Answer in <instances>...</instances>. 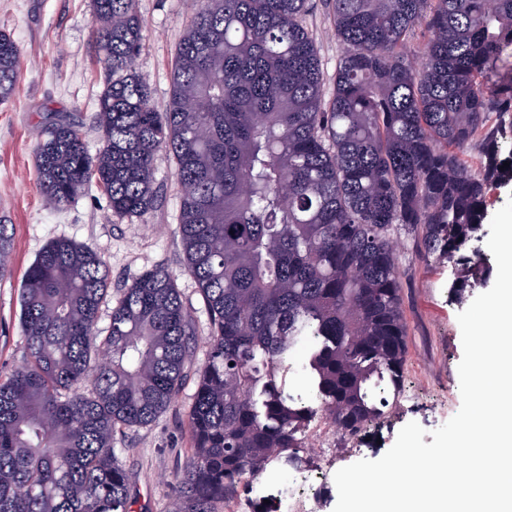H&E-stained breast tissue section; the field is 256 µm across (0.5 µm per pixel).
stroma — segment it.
<instances>
[{
    "label": "stroma",
    "mask_w": 512,
    "mask_h": 512,
    "mask_svg": "<svg viewBox=\"0 0 512 512\" xmlns=\"http://www.w3.org/2000/svg\"><path fill=\"white\" fill-rule=\"evenodd\" d=\"M136 4L144 40L135 67L150 85L155 107L162 110L170 99L175 50L192 17L194 0ZM304 24L315 41L324 78L332 80L343 47L332 32L327 0H313ZM0 31L13 37L21 57L17 92L0 103V224L13 227L11 271L0 277V376L23 360L20 290L27 268L51 241L65 237L101 250L113 299L142 271L162 267L172 272L196 324L187 377L174 404L156 421L125 430L115 440L130 477L134 512H169L172 483L190 454L186 415L196 390V372L206 357L208 333L201 295L185 268L178 228L182 187L175 161L168 152L156 154L157 198L141 216L113 214L94 185L64 207H49L37 186L35 144L41 127L58 118L71 119L79 124L90 151L101 145L92 119L103 85L92 49L91 0H0ZM397 248L402 254V311L408 333L401 387L405 402L370 427L367 440L350 447L329 420L316 419L304 434L302 465L271 463L228 512H251L261 487L268 484L316 495L319 512H333L338 469L382 457L409 422L430 432L458 412L463 350L457 316L463 306L449 290L454 271L421 256L413 238H402Z\"/></svg>",
    "instance_id": "stroma-1"
}]
</instances>
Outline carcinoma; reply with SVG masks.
<instances>
[{
  "label": "carcinoma",
  "instance_id": "1",
  "mask_svg": "<svg viewBox=\"0 0 512 512\" xmlns=\"http://www.w3.org/2000/svg\"><path fill=\"white\" fill-rule=\"evenodd\" d=\"M329 6L343 45L329 101L303 25L311 0H196L161 112L133 70L136 0H92L102 146L90 153L73 123L39 133L38 188L52 207L94 183L113 213L139 216L155 203V155L175 159L186 269L209 331L170 512H223L270 462L299 463L321 412L366 436L377 391L400 390L405 371L394 237L451 265L460 304L489 280L476 243L488 192L512 183V0ZM19 75L18 46L0 32V101ZM10 229L0 224L1 277ZM107 293L101 254L68 238L25 272V356L0 380V512H131L113 440L175 401L196 328L163 267L121 290L102 331ZM301 348L312 404L279 382Z\"/></svg>",
  "mask_w": 512,
  "mask_h": 512
}]
</instances>
